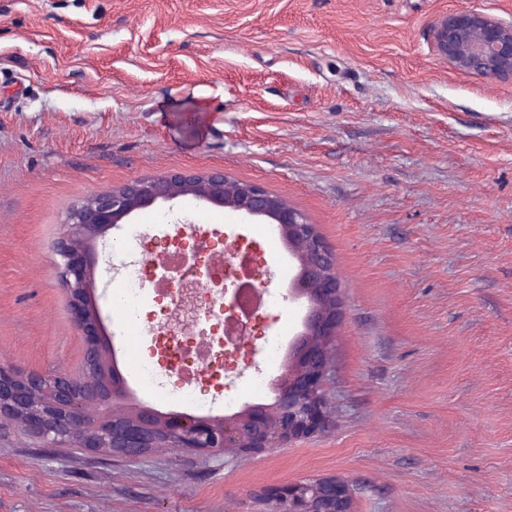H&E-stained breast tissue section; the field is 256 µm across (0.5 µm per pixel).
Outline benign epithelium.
Returning <instances> with one entry per match:
<instances>
[{"label":"benign epithelium","instance_id":"benign-epithelium-1","mask_svg":"<svg viewBox=\"0 0 512 512\" xmlns=\"http://www.w3.org/2000/svg\"><path fill=\"white\" fill-rule=\"evenodd\" d=\"M432 34L436 55L453 68L512 82V20L457 9L439 15ZM184 195L274 221L299 261L291 291L308 302L304 330L289 346L284 371L273 383V402L247 405L225 417L119 404L129 390L93 301L97 241L131 213ZM55 248L72 324L84 341L85 375L22 374L1 364L0 417L19 422L48 446L74 441L90 451L128 457L150 448L252 452L309 437L327 424L323 388L342 319L340 288L315 226L284 199L257 183L231 180L222 170L137 178L74 205ZM272 502L268 512H352L347 485L339 478L279 488Z\"/></svg>","mask_w":512,"mask_h":512}]
</instances>
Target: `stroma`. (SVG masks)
Masks as SVG:
<instances>
[{
    "mask_svg": "<svg viewBox=\"0 0 512 512\" xmlns=\"http://www.w3.org/2000/svg\"><path fill=\"white\" fill-rule=\"evenodd\" d=\"M512 0H0V363L80 372L53 246L73 205L223 170L315 224L342 283L327 427L251 454L45 447L0 420V512H265L336 476L354 512H512V84L431 25ZM232 224L305 306L274 225L183 196L132 224ZM110 230L96 299L112 307Z\"/></svg>",
    "mask_w": 512,
    "mask_h": 512,
    "instance_id": "obj_1",
    "label": "stroma"
}]
</instances>
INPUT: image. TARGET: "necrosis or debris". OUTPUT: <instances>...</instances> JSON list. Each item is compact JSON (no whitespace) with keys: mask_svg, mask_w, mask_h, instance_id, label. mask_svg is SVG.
Here are the masks:
<instances>
[{"mask_svg":"<svg viewBox=\"0 0 512 512\" xmlns=\"http://www.w3.org/2000/svg\"><path fill=\"white\" fill-rule=\"evenodd\" d=\"M147 229L132 225L125 237L126 250L138 251L120 289L134 313L140 314L156 351L155 360H142L138 377L144 387L159 386V371L175 374L180 384L173 396L206 408L197 389L207 386L223 394L225 407L236 403L233 376L243 351L254 345L249 317L277 302L264 284L253 253L235 244L225 257L226 238L219 224L179 225L176 233L153 238L168 261L157 271L143 241Z\"/></svg>","mask_w":512,"mask_h":512,"instance_id":"4bbe7bcc","label":"necrosis or debris"}]
</instances>
